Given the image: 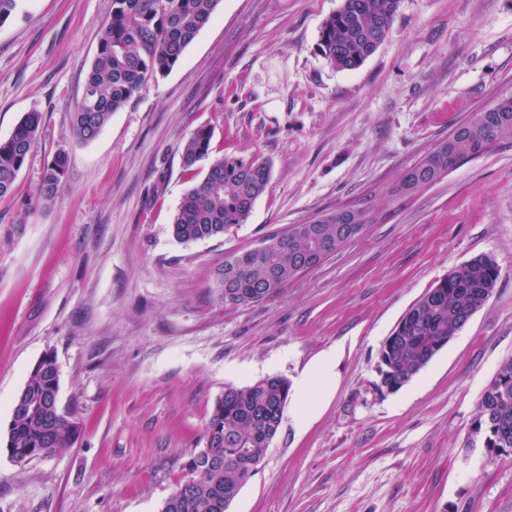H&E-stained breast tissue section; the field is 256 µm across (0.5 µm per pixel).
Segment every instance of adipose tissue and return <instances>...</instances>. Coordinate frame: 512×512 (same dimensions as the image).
<instances>
[{
	"label": "adipose tissue",
	"mask_w": 512,
	"mask_h": 512,
	"mask_svg": "<svg viewBox=\"0 0 512 512\" xmlns=\"http://www.w3.org/2000/svg\"><path fill=\"white\" fill-rule=\"evenodd\" d=\"M338 349H330L322 356L308 364L296 379L299 393L296 424L305 427L313 418L321 402L327 398L334 389L338 373Z\"/></svg>",
	"instance_id": "ef3b65f1"
}]
</instances>
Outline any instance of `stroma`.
<instances>
[{
    "mask_svg": "<svg viewBox=\"0 0 512 512\" xmlns=\"http://www.w3.org/2000/svg\"><path fill=\"white\" fill-rule=\"evenodd\" d=\"M341 0H221L168 75L91 142L79 103L112 0H17L0 24V140L44 117L12 197L0 200V428L34 363L52 353L58 399L80 426L24 464L0 454V512H159L205 446L225 385L295 379L342 346L333 399L280 430L228 512H512V456L470 442L483 389L512 358V146L404 197L403 173L460 124L512 98V0H399L385 42L355 70L319 53ZM259 156L272 175L244 224L178 242L192 179L180 147ZM49 203L36 190L57 152ZM377 223L269 300L224 304L225 257L339 207ZM488 254L492 296L399 391L378 353L450 270ZM212 131L202 127L197 129L184 143L181 150L182 166L186 174L192 175L194 166L210 154ZM68 158L63 152L57 153L43 169L38 186V199L42 202L53 200L63 187Z\"/></svg>",
    "mask_w": 512,
    "mask_h": 512,
    "instance_id": "1",
    "label": "stroma"
}]
</instances>
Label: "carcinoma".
<instances>
[{"instance_id": "carcinoma-1", "label": "carcinoma", "mask_w": 512, "mask_h": 512, "mask_svg": "<svg viewBox=\"0 0 512 512\" xmlns=\"http://www.w3.org/2000/svg\"><path fill=\"white\" fill-rule=\"evenodd\" d=\"M220 0H112V10L99 40L80 102L71 116L75 139L96 138L126 103L147 83L171 72L185 50L211 22ZM399 0H342L323 22L318 40L322 57L342 70H355L389 35ZM42 113L28 112L12 134L0 140V198L14 192L18 175L33 151ZM469 134L457 140L456 155L442 156L446 170L459 159L481 155L491 147L512 144V100H500L463 124ZM212 131L197 129L181 150L182 166H194L210 154ZM68 158L56 154L43 169L38 199L53 200L63 187ZM270 164L259 158L224 155L214 159L196 184L182 196L172 221L180 243L219 238L232 225L244 224L267 189ZM345 208L294 224L271 234L267 252L257 258L248 249L232 254L215 270L224 293L236 299L224 306L265 301L305 272L302 263L319 247L333 254L350 242L348 225L339 223ZM499 278L496 260L477 255L455 267L429 289L402 317L378 353L380 388L395 392L411 382L454 338L493 294ZM15 396L4 435V451L12 458L47 455L70 447L77 434L73 412L58 408L59 373L52 366L28 377ZM291 383L266 376L237 387L224 386L206 424L205 448L189 461L199 481L185 486L182 497L165 499L160 512H224L266 456L289 401ZM472 436L512 454V359L505 361L482 391Z\"/></svg>"}]
</instances>
